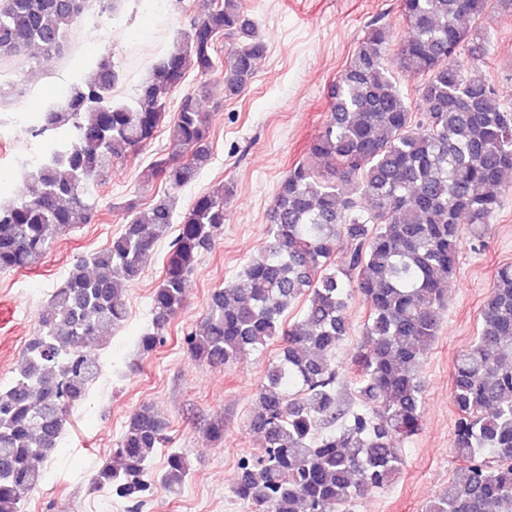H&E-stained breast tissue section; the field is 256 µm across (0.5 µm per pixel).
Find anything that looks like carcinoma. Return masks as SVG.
I'll return each instance as SVG.
<instances>
[{
	"instance_id": "carcinoma-1",
	"label": "carcinoma",
	"mask_w": 512,
	"mask_h": 512,
	"mask_svg": "<svg viewBox=\"0 0 512 512\" xmlns=\"http://www.w3.org/2000/svg\"><path fill=\"white\" fill-rule=\"evenodd\" d=\"M493 1L512 6L399 0L409 28L399 42L389 25L368 26L328 88L327 119L310 157L277 187L246 284L213 289L204 319L186 338L191 358L215 368L280 343L249 419L262 448L241 461L230 489L255 512H352L401 470L398 444L420 429L422 359L440 329L464 229L481 236L512 192V107L476 63L488 38L472 27ZM86 2L0 0V61L33 48L63 56ZM226 34L235 43L221 62L215 46ZM265 53L242 0H202L132 101L114 99L118 66L112 56H98L91 80L40 113L38 134L64 130L68 140L26 164L25 201L0 205V272L33 267L59 238L92 222L81 198L86 186L157 137L167 99L188 68L221 76L225 95L234 97L246 91ZM391 55L419 80L415 111L388 67ZM168 132L171 154L144 178L180 188L210 158L209 114L187 94ZM136 208L127 204L122 232L72 266L42 310L15 377L0 385V512H21L40 483L36 463L57 448L71 410L101 372L86 340L103 339L126 321V287L139 281L172 228L170 201L160 199L146 213ZM225 220L222 188L183 213L151 292V326L137 338L141 354L163 343L166 325L184 307L188 277ZM341 242L343 264L336 262ZM355 293L368 316L354 355L357 402L345 404L336 354L350 334L345 310ZM299 301L301 319L285 322ZM451 397L453 450L463 465L426 512H512V264L497 268L477 336L456 357ZM167 440L151 407L135 410L93 488L132 500L157 478L179 493L190 474L183 452L169 451L159 476L151 470Z\"/></svg>"
}]
</instances>
